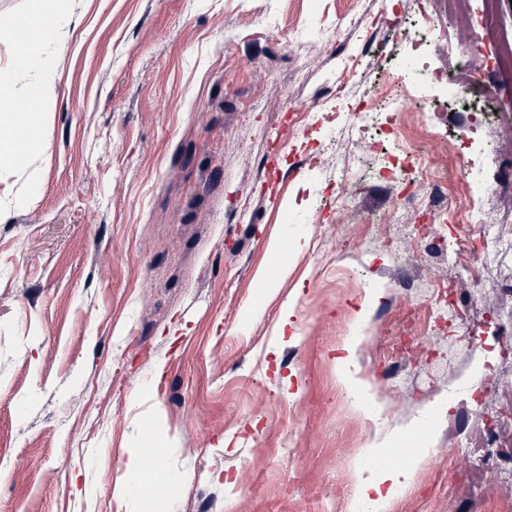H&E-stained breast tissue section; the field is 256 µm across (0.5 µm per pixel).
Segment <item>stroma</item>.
<instances>
[{
    "mask_svg": "<svg viewBox=\"0 0 512 512\" xmlns=\"http://www.w3.org/2000/svg\"><path fill=\"white\" fill-rule=\"evenodd\" d=\"M29 0H0V68ZM441 28L432 67H454L476 12L512 32V0H430ZM416 0H69L57 75L37 107L42 150L0 169V512H350L355 473L379 444L414 442L422 463L388 512H512V486L484 465L473 422L512 414V361L486 408L458 416L451 388L478 385L490 293L466 326L429 321L432 284L458 297L485 263L466 214L427 230L454 258L413 253L423 208L387 177L406 143L433 156L448 197L506 206L494 182L512 167L497 127L512 97L455 143L477 101L434 94L405 108L385 153L369 152L354 111L385 116L403 47L387 29L344 31L365 13L404 21ZM344 98L331 96L339 74ZM319 123L298 130L300 113ZM350 132L336 140L330 114ZM352 212L336 208L337 173ZM290 224H283V217ZM288 257H281V250ZM374 414L335 404L336 359ZM154 441L162 483L128 489L129 449ZM254 488L240 495L239 484Z\"/></svg>",
    "mask_w": 512,
    "mask_h": 512,
    "instance_id": "obj_1",
    "label": "stroma"
}]
</instances>
